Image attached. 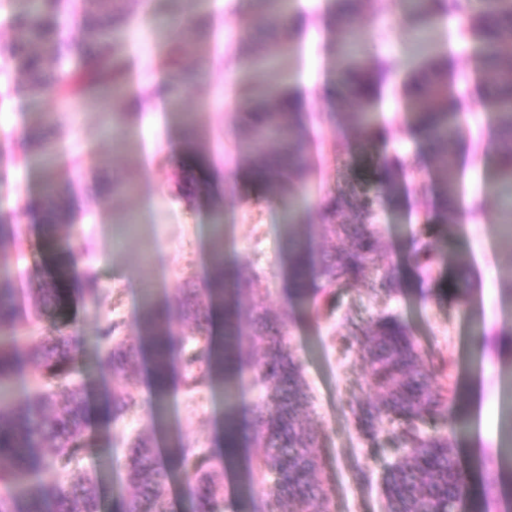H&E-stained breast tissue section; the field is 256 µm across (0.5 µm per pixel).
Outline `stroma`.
<instances>
[{"instance_id": "1", "label": "stroma", "mask_w": 512, "mask_h": 512, "mask_svg": "<svg viewBox=\"0 0 512 512\" xmlns=\"http://www.w3.org/2000/svg\"><path fill=\"white\" fill-rule=\"evenodd\" d=\"M295 11L306 19L295 44L288 72L265 73L272 86L287 84L307 99L306 158L312 176L301 204L303 221L295 231L315 251L325 250L329 238L322 226L320 205L344 188L375 189V168L380 158L419 156L421 169L405 180L400 193L382 195L374 220L381 233V251L371 273L390 271L398 284L391 299L374 298L367 285L355 284L337 295L338 311L319 317L291 294L283 257L284 227L288 222L282 202L248 176L246 140L238 128L247 109L243 70L224 63V53L242 49L250 14L242 0H196L194 10L209 14L213 36L197 41L185 57V67L196 73L195 85L171 108L167 99L153 98L146 106L129 109L126 102L77 99L61 113L64 136L59 149L73 162L78 189L75 225H62L55 240H46L41 225L27 205L42 190L43 172L22 161L23 135L40 124L50 111L49 100L27 96L19 75L5 76L0 58V89L13 84L12 96L0 105V146L20 159L10 166L9 179L0 183V210L8 213L18 233L6 252L14 275L24 288L51 274L67 255L72 229L83 233L81 254L72 269L76 282L95 274L100 293L96 304H86L78 291H70L67 322L80 342L78 380L91 404L106 402L112 379L96 367L97 332L108 320H118L123 331L138 337L137 316L143 289L152 286L155 300L170 298L184 283L206 287L211 273L212 243L222 233L226 262L256 273L246 305L287 315L286 341L301 365L310 387L311 402L305 415L309 426L325 436L320 450L329 467L323 478L329 490L331 512H384L382 478L400 452L385 427L377 444L366 442L349 407L350 402L375 397L371 367L358 347L341 351L337 337L346 335L342 314L369 326L380 311L389 310L406 323L422 363L430 369L441 362L454 364L452 381L460 395L453 408L457 422L469 433L455 439L459 464L468 470L475 491L466 512H502L500 504L484 505L479 489L494 478L512 489V470L498 465L499 376L512 369V248H496L500 231L497 192L489 182L482 151L492 138L486 122L484 95L473 73V49L455 48L454 65L460 76L459 106L471 129L465 142L470 155L462 165L466 198L479 212H443L436 208L435 166L431 154L407 133L405 105L392 79L377 102L375 125L382 139L365 144L343 110L320 97V87L336 68V50L343 35L331 19V0H294ZM177 0H127L128 26L119 40L135 60L130 91L141 95L167 77L159 60L170 44ZM370 65L388 61L399 74L413 64L411 22L395 11L393 0H371L357 18ZM192 114L194 149L206 186L194 200L180 197L183 176L179 161L184 136L181 114ZM347 145L337 155L336 141ZM101 178L134 179L130 193L111 197L93 195ZM430 227V239L441 259L433 274L417 269L410 255L419 225ZM469 282L467 303H459L455 283L459 275ZM486 343H479L477 329ZM224 405L220 396L204 392L188 395L173 389L164 403L163 420L154 424L137 414L122 422L110 420L93 426L96 441L72 465V475H95L103 489V512H117L123 472L121 436L140 430L166 445L170 435L181 434L195 447L219 456ZM372 473L370 482L356 479L357 467Z\"/></svg>"}]
</instances>
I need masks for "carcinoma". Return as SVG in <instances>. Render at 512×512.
Wrapping results in <instances>:
<instances>
[{
	"label": "carcinoma",
	"mask_w": 512,
	"mask_h": 512,
	"mask_svg": "<svg viewBox=\"0 0 512 512\" xmlns=\"http://www.w3.org/2000/svg\"><path fill=\"white\" fill-rule=\"evenodd\" d=\"M338 30L353 32V22L368 7V0H333ZM397 10L417 24L425 38L419 52L421 63L402 83L411 136L431 149L435 158L437 199L443 209L460 203L462 177L456 152L465 136L458 110L457 80L450 70L447 45H439L433 33L452 14L457 17V38L478 45L479 83L487 91L485 108L495 130V147L485 152L496 181L512 183V0H396ZM258 25L275 32L282 42L279 58L255 59L249 63L236 56L233 63L249 75L246 87L248 110L242 134L253 143L251 174L273 196L288 201L290 222H296L298 202L309 181L304 164L307 130L298 100L286 87L273 88L256 74L266 65H285L294 48L297 28L289 0H250ZM76 35L62 22L61 0H22L10 16V42L5 51L29 95L66 106L74 97L121 98L129 85L131 63L124 46L116 41V30L127 24V15L116 0H80L74 10ZM496 18V24L487 18ZM209 20L191 16L175 36L165 65L174 81L169 97L177 102L189 91L180 76L182 59L191 40L207 34ZM336 77L344 86L338 95L348 109L352 129L370 137L381 84L390 80L393 67L385 63L370 69L346 42L337 50ZM56 113L48 114L42 130L30 136L33 152L41 157L45 179L42 199L33 210L44 233L53 234L59 224L73 223L70 202L73 182L56 162ZM277 143L275 150L266 143ZM419 158L393 156L378 171L381 192H339L323 207V227L331 239L319 264H314L304 241L288 232L285 256L294 293L312 306L332 307L339 290L365 277L368 263L377 254L380 238L369 220L380 193L397 194L403 178L415 172ZM203 186L195 171L179 184V194L197 196ZM7 223L0 214V512H101L97 478L86 474L69 477L74 462L92 445V416L85 388L77 384L78 339L64 331L57 319L24 346L17 343L21 310L3 249ZM420 270H431L436 253L427 240L418 241L412 255ZM70 265L33 289L34 307L42 318L61 313L67 303ZM255 274L224 266V255L215 256L214 272L207 287L180 288L162 305L148 304L140 318L143 341H134L110 322L99 331L104 343L98 367L113 377L107 406L117 423L138 411L155 415L178 381L188 392L203 388L224 392L240 374L253 369L266 390V398L252 410L249 446L255 449L257 470L248 469L244 481L253 486L266 475L273 488L263 504L264 512H328L329 499L320 479L324 462L317 452L319 435L307 426L304 410L308 393L300 365L285 341L286 320L243 304ZM397 291L393 276L384 274L371 281L370 292L386 298ZM224 312V337L211 334L216 313ZM180 318L192 327V335L175 336L171 321ZM348 345L357 344L369 362L378 392L375 398L357 401L351 410L363 438L377 441L387 424L398 423L394 440L403 450L401 459L385 477L388 512H457L465 499V478L454 441L441 430L448 407L457 399L456 389L444 383L447 364L430 370L420 362L414 338L398 316L383 312L370 332L346 315ZM249 330L251 343L263 351L262 361L242 346L240 336ZM151 353L154 403L141 405L122 381L136 367L142 344ZM24 363L34 367L36 389L27 398L5 403L6 385ZM239 413L229 404L224 413V464L183 443L171 439L170 451L160 455L154 442L142 432L121 439L124 445L121 494L122 512H170L168 482L177 471L191 489L185 512H223L224 465L237 462L243 436Z\"/></svg>",
	"instance_id": "cac0c4a2"
}]
</instances>
